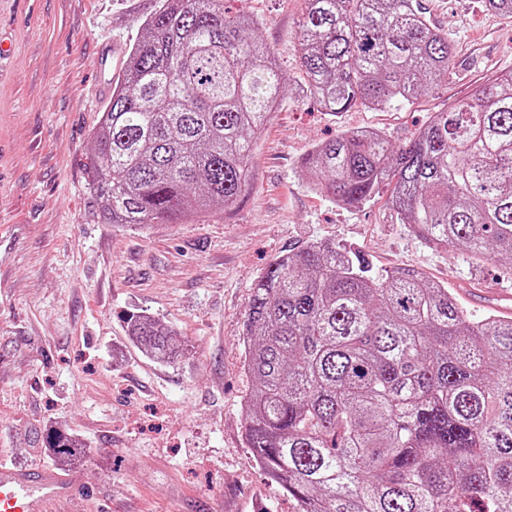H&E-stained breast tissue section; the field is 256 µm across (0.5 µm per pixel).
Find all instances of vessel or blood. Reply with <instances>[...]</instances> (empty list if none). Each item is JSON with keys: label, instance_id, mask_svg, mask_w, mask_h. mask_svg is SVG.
Here are the masks:
<instances>
[{"label": "vessel or blood", "instance_id": "vessel-or-blood-1", "mask_svg": "<svg viewBox=\"0 0 512 512\" xmlns=\"http://www.w3.org/2000/svg\"><path fill=\"white\" fill-rule=\"evenodd\" d=\"M75 491L72 476L51 468L18 469L0 462V512H59Z\"/></svg>", "mask_w": 512, "mask_h": 512}]
</instances>
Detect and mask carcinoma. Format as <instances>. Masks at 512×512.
<instances>
[{"mask_svg": "<svg viewBox=\"0 0 512 512\" xmlns=\"http://www.w3.org/2000/svg\"><path fill=\"white\" fill-rule=\"evenodd\" d=\"M227 0H163L143 19L93 137L104 224H162L234 206L285 74L260 21ZM512 18V0H480ZM294 49L326 112L412 103L448 76V31L420 0H304ZM310 187L358 206L391 188L403 224L512 279V73L436 112L406 146L378 131L316 144ZM150 357L171 328L125 315ZM244 441L296 512H512V318L469 314L420 271L372 272L334 242L278 258L244 321ZM46 447L77 443L50 430Z\"/></svg>", "mask_w": 512, "mask_h": 512, "instance_id": "cac0c4a2", "label": "carcinoma"}]
</instances>
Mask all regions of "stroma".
<instances>
[{
  "instance_id": "stroma-1",
  "label": "stroma",
  "mask_w": 512,
  "mask_h": 512,
  "mask_svg": "<svg viewBox=\"0 0 512 512\" xmlns=\"http://www.w3.org/2000/svg\"><path fill=\"white\" fill-rule=\"evenodd\" d=\"M422 2L454 35L447 79L410 104L334 114L303 86L292 43L302 0H241L288 78L252 185L231 211L134 225L98 223L87 192L108 102L98 52L115 46L120 78L156 0H0V28L16 46L0 65V461L74 476L72 512H295L243 440V321L256 278L289 251L332 240L376 273L421 270L477 316L489 309L467 301V286L512 292L494 262H466L399 223L389 189L344 206L302 172L312 146L346 132L373 129L402 146L432 113L512 71V19L479 0ZM132 309L168 325L186 357L143 353L123 322ZM52 427L79 442L77 460L46 448Z\"/></svg>"
}]
</instances>
